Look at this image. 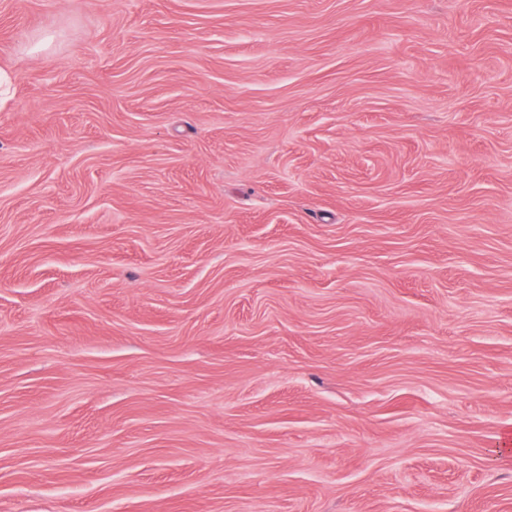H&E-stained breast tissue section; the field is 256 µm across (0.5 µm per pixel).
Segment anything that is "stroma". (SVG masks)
Returning <instances> with one entry per match:
<instances>
[{"label":"stroma","mask_w":512,"mask_h":512,"mask_svg":"<svg viewBox=\"0 0 512 512\" xmlns=\"http://www.w3.org/2000/svg\"><path fill=\"white\" fill-rule=\"evenodd\" d=\"M0 512H512V0H0Z\"/></svg>","instance_id":"1"}]
</instances>
